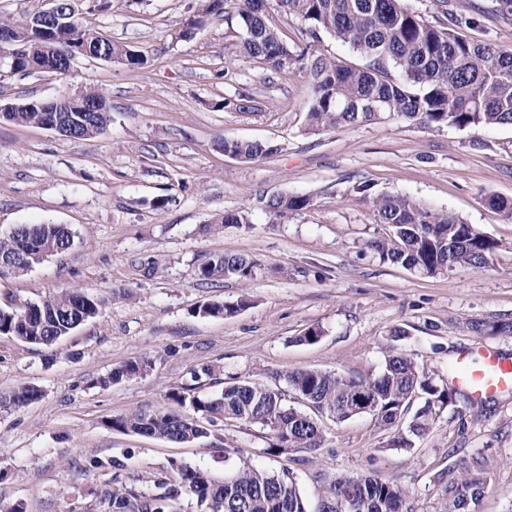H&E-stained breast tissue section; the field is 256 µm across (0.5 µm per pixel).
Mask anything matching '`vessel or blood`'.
<instances>
[{"instance_id": "vessel-or-blood-1", "label": "vessel or blood", "mask_w": 512, "mask_h": 512, "mask_svg": "<svg viewBox=\"0 0 512 512\" xmlns=\"http://www.w3.org/2000/svg\"><path fill=\"white\" fill-rule=\"evenodd\" d=\"M452 382L475 402L512 388V361L504 359L496 347L482 346L475 353L461 352L451 376Z\"/></svg>"}]
</instances>
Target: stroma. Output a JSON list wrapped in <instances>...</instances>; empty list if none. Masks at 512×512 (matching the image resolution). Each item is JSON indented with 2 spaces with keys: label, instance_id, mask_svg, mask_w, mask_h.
<instances>
[{
  "label": "stroma",
  "instance_id": "1",
  "mask_svg": "<svg viewBox=\"0 0 512 512\" xmlns=\"http://www.w3.org/2000/svg\"><path fill=\"white\" fill-rule=\"evenodd\" d=\"M77 17L146 55L136 69L87 56L68 74L21 75L0 53V104L56 99L82 87L106 98L101 133L72 140L0 119V234L18 224H67L72 246L23 274L0 275V308L72 288L96 295L98 314L50 348L0 335V392L27 384L41 396L0 409V512H110L123 487L162 491L177 467L221 480L246 466L291 469L307 499L329 476H375L399 485L406 512H437L462 462L487 476L482 512H512V389L481 403L457 395L408 450L391 448L368 414L324 420L321 448L270 455L260 425L217 423L177 443L110 428L133 409L174 410L171 390L220 365L224 382L278 387L274 372L380 373L390 349L447 376L459 352L484 344L512 355V335L474 334L471 321L512 320V218L487 203L512 201V126L429 128L389 114L375 123L307 131L312 85L300 65L281 69L241 49L238 18L211 17L180 37L195 0H72ZM480 16L475 35L512 50V24L494 0H458ZM248 96L251 109L217 110ZM224 139L258 140L273 154L225 155ZM455 213L502 247L488 269L422 277L368 248L385 233L355 186ZM306 195L308 208L276 216L263 201ZM247 210L249 226H216ZM256 263L247 284L201 280L213 255ZM250 303L232 317L198 314L213 302ZM311 328L313 343L299 337ZM405 337L390 341L392 329ZM148 356L152 370L108 382L112 369Z\"/></svg>",
  "mask_w": 512,
  "mask_h": 512
}]
</instances>
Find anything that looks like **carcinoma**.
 I'll return each mask as SVG.
<instances>
[{"mask_svg": "<svg viewBox=\"0 0 512 512\" xmlns=\"http://www.w3.org/2000/svg\"><path fill=\"white\" fill-rule=\"evenodd\" d=\"M288 15L307 22L306 39L292 46L269 23L263 0H197L196 11L184 25L181 36L191 37L193 27L213 16L228 13L237 5L245 31L243 50L249 56L283 68L288 61L302 62L313 82L314 98L307 111V129L368 124L377 115H392L428 127L487 128L512 125V52L486 41L467 37L462 28L476 29L478 18L467 13H449V25H432L404 5V0H274ZM44 11L37 7L20 21H0V28L18 34V49L1 46L0 52L15 57V72H37L48 62L43 41L28 24ZM326 33L371 59L355 67L324 54L318 43ZM69 46L98 42L123 58L122 64L141 68L147 63L142 53L112 42L95 28L78 22L71 26ZM401 73L397 81L384 78L387 66ZM100 102L104 95L85 88L57 100L72 114L76 139L96 136L107 123L98 112L83 111L84 104ZM10 113L16 124L43 127L50 116L37 100ZM224 153L246 161L271 155L274 147L253 140H224ZM356 193L368 201L380 224L389 232L370 242L381 260L400 265L423 276H436L457 268L486 269L502 244L463 221L459 216L438 211L404 196L374 194L361 184ZM310 205L305 195H282L267 201L277 216L300 211ZM73 232L66 224L15 226L0 236V273L20 274L46 258L68 250ZM256 263L241 254H218L199 270L200 279H234L245 283L253 278ZM101 301L82 289H71L39 303L18 309H0V335H10L36 346L51 347L98 313ZM246 302L208 303L205 315L234 316ZM470 329L479 335L512 334V321L474 320ZM150 358L134 359L115 368L102 383L115 382L148 371ZM211 380L224 384L216 397L187 398L173 391L169 398L189 405L193 416L172 411H131L108 422L122 432L146 434L173 442H191L208 436L205 419L244 421L269 430L274 455L284 448L315 450L322 446L321 417L345 421L365 412L375 417L378 427L389 434L393 448L414 447V439L427 435L440 411L453 405L456 391L420 367L409 355L391 350L381 372L373 378L344 376L316 369H292L278 374L286 389H272L256 381L224 383V371L216 365L202 369ZM296 395L312 413L286 404L287 393ZM40 397L33 386L21 385L0 392V408L20 409ZM423 404L409 412L413 400ZM406 427H401V423ZM178 484L164 483V492L139 498L131 492L114 490L112 512H177L173 502L185 493L194 498L200 512H338L337 504L352 501L343 512H403L404 492L396 484L373 476L330 477L317 490L315 510H309L290 470L283 473L246 467L233 477L218 481L199 469L177 470ZM486 480L482 469L469 466L444 489L440 512H479Z\"/></svg>", "mask_w": 512, "mask_h": 512, "instance_id": "carcinoma-1", "label": "carcinoma"}]
</instances>
